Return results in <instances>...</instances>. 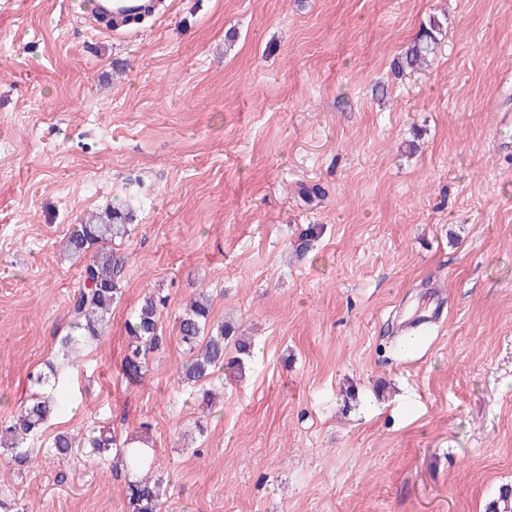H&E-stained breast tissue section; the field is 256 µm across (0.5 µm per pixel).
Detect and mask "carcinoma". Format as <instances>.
Returning <instances> with one entry per match:
<instances>
[{
	"mask_svg": "<svg viewBox=\"0 0 512 512\" xmlns=\"http://www.w3.org/2000/svg\"><path fill=\"white\" fill-rule=\"evenodd\" d=\"M440 36L439 22L430 23L407 46L398 66L412 71L422 68L429 55L435 52ZM131 221L132 214L118 205L87 217L73 225L67 234L64 251L70 259L82 264V281L71 300L69 331L60 342L64 361L70 360L72 353L86 341L100 337L112 305L121 297L123 262L115 256L111 245L128 237ZM163 305V298L153 293L146 295L126 324L130 343L124 372L130 379L141 377L147 355L159 341L160 307ZM210 309L209 295L202 292L190 302L178 323L179 340L188 355L179 369L178 379L189 387L212 381L226 366L241 375L252 356L251 345L239 340L234 342L236 355L227 357L231 328L224 323L211 324ZM31 382L34 391L20 413L15 419L0 424V450L7 452L11 463L20 470L32 464L28 441L42 432L52 415L60 413L67 395L65 381L53 369L48 374L36 373ZM87 445L100 455L109 453L112 448L119 449L123 467L138 473L136 478L126 482L128 512H159L163 478L154 474V458L137 454L130 439L121 441L116 435L103 431L89 435ZM47 448L52 455L65 459L72 453L73 438L58 433Z\"/></svg>",
	"mask_w": 512,
	"mask_h": 512,
	"instance_id": "1",
	"label": "carcinoma"
}]
</instances>
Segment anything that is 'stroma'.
Wrapping results in <instances>:
<instances>
[{"mask_svg":"<svg viewBox=\"0 0 512 512\" xmlns=\"http://www.w3.org/2000/svg\"><path fill=\"white\" fill-rule=\"evenodd\" d=\"M75 3L0 0V422L52 363L46 436L143 437L161 512H485L512 486V0H169L112 37ZM433 20L428 67L395 73ZM123 202L121 299L60 361L63 239ZM203 290L255 344L209 411L176 379ZM148 293L160 342L132 381ZM0 500L127 512L111 460L40 445L21 472L0 455ZM164 301L163 298L149 293L126 324L130 338L129 352L124 362L127 378L135 380L141 377L146 367L147 355L159 341L160 307L164 305Z\"/></svg>","mask_w":512,"mask_h":512,"instance_id":"stroma-1","label":"stroma"}]
</instances>
